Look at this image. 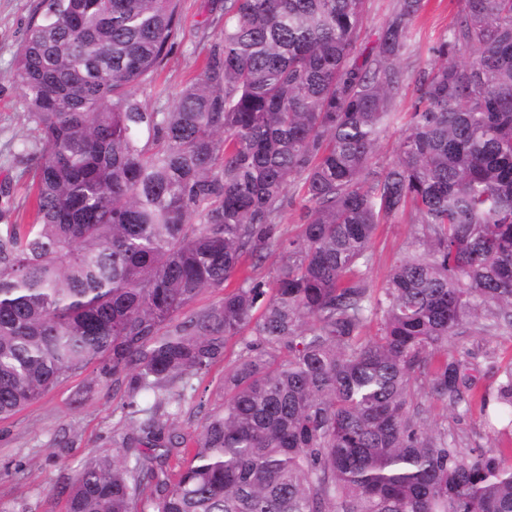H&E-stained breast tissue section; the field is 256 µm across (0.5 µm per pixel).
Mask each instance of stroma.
<instances>
[{
	"label": "stroma",
	"mask_w": 512,
	"mask_h": 512,
	"mask_svg": "<svg viewBox=\"0 0 512 512\" xmlns=\"http://www.w3.org/2000/svg\"><path fill=\"white\" fill-rule=\"evenodd\" d=\"M37 0H0V183L9 182V200L19 223L32 220L26 182L21 167L13 162L23 143L32 141V127L24 118L22 87L16 74V54L25 37ZM458 11L457 0H427L411 30L410 54L404 62L408 80L394 109L408 111L419 78L432 62L431 48L443 37ZM181 29L175 44L153 75L140 86L137 98L147 110L170 107L173 98L198 71L206 49L219 26L212 0H181ZM412 233L408 218L380 225L373 240V264L369 279L381 288L394 258L403 252ZM455 347L469 351L476 367L477 390L492 386V367L512 363V332L460 336ZM101 363L60 382L13 418L0 422V503L25 508L26 512H64L62 486L72 481L87 458L113 451L128 430L122 387L103 375ZM223 366L194 379V388L168 407L165 431L194 437L205 413L222 399ZM432 415L446 421L449 433L463 450L495 444L483 424L479 409L466 415L447 413L434 406Z\"/></svg>",
	"instance_id": "obj_1"
}]
</instances>
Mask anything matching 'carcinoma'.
<instances>
[{"instance_id": "cac0c4a2", "label": "carcinoma", "mask_w": 512, "mask_h": 512, "mask_svg": "<svg viewBox=\"0 0 512 512\" xmlns=\"http://www.w3.org/2000/svg\"><path fill=\"white\" fill-rule=\"evenodd\" d=\"M220 2L201 73L149 111L180 0H38L16 58L33 221L0 209V421L105 359L133 436L86 460L66 512H512V454L431 417L477 405L512 430V366L478 394L448 352L512 329V0H458L386 165L424 0L371 43L368 0ZM404 216L376 292V230ZM266 254L263 282L244 261ZM236 337L199 435L164 436ZM402 134L401 124L391 126L381 136L378 157L381 162L389 163L396 157L397 147Z\"/></svg>"}]
</instances>
